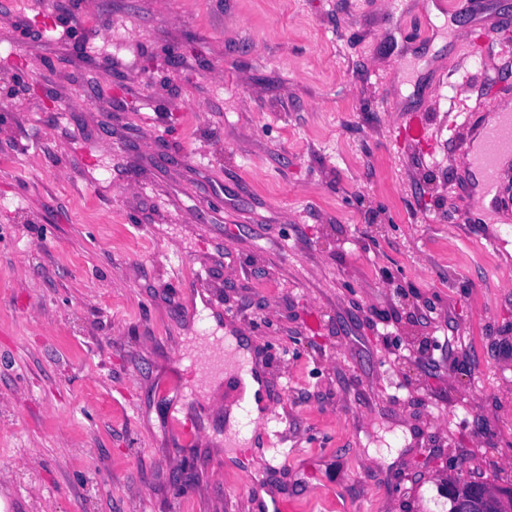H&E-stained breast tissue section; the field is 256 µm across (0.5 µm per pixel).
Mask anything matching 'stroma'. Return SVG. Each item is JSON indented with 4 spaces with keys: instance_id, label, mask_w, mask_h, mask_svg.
<instances>
[{
    "instance_id": "stroma-1",
    "label": "stroma",
    "mask_w": 512,
    "mask_h": 512,
    "mask_svg": "<svg viewBox=\"0 0 512 512\" xmlns=\"http://www.w3.org/2000/svg\"><path fill=\"white\" fill-rule=\"evenodd\" d=\"M436 11L0 0V512L512 490V168L488 224L460 177L469 113L512 104V0ZM221 330L283 419L232 451Z\"/></svg>"
}]
</instances>
